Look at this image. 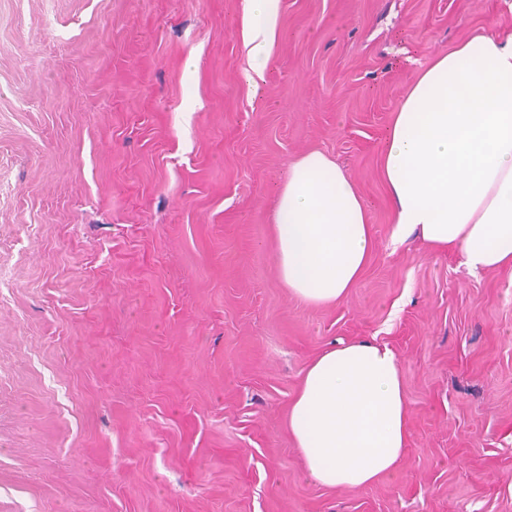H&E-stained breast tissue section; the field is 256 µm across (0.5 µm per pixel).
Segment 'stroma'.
Segmentation results:
<instances>
[{"mask_svg":"<svg viewBox=\"0 0 512 512\" xmlns=\"http://www.w3.org/2000/svg\"><path fill=\"white\" fill-rule=\"evenodd\" d=\"M0 0V512H512V270L398 238L380 149L419 63L512 0ZM318 149L375 250L322 307L280 283L276 185ZM355 339L397 355L398 474L308 479L286 408ZM243 35L248 46L246 80L258 90L270 61L279 0H242Z\"/></svg>","mask_w":512,"mask_h":512,"instance_id":"obj_1","label":"stroma"}]
</instances>
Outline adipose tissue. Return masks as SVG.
Returning <instances> with one entry per match:
<instances>
[{"instance_id": "ef3b65f1", "label": "adipose tissue", "mask_w": 512, "mask_h": 512, "mask_svg": "<svg viewBox=\"0 0 512 512\" xmlns=\"http://www.w3.org/2000/svg\"><path fill=\"white\" fill-rule=\"evenodd\" d=\"M242 3L246 79L256 89L279 0ZM380 176L397 232L459 250L474 269L512 268V33L467 38L420 68L381 147ZM271 232L282 285L312 306L343 300L374 254L361 196L319 150L289 165ZM288 432L321 486L358 489L392 478L410 436L395 353L367 340L323 351L290 403Z\"/></svg>"}]
</instances>
